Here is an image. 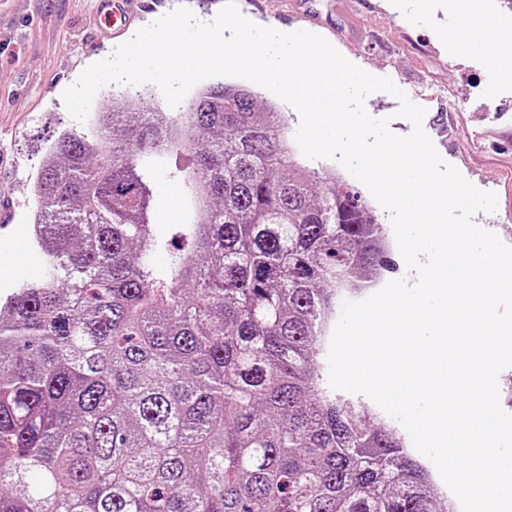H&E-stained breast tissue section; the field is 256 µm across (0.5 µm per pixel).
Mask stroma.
I'll return each mask as SVG.
<instances>
[{"label": "stroma", "mask_w": 512, "mask_h": 512, "mask_svg": "<svg viewBox=\"0 0 512 512\" xmlns=\"http://www.w3.org/2000/svg\"><path fill=\"white\" fill-rule=\"evenodd\" d=\"M225 0H143L125 32L105 26L99 0H0V210L27 226L33 183L53 135L77 127L65 89L135 32L177 7L212 21ZM255 24L321 35L345 58L390 78L424 107L441 158L497 208L474 221L512 246V52H449L469 25L512 33V0H236ZM157 230L188 213L167 170L155 173Z\"/></svg>", "instance_id": "stroma-1"}]
</instances>
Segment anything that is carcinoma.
I'll return each mask as SVG.
<instances>
[{
    "mask_svg": "<svg viewBox=\"0 0 512 512\" xmlns=\"http://www.w3.org/2000/svg\"><path fill=\"white\" fill-rule=\"evenodd\" d=\"M110 97L45 153L41 270L0 297V512H438L397 429L316 370L390 263L361 195L247 87ZM166 165L192 216L159 234Z\"/></svg>",
    "mask_w": 512,
    "mask_h": 512,
    "instance_id": "carcinoma-1",
    "label": "carcinoma"
}]
</instances>
